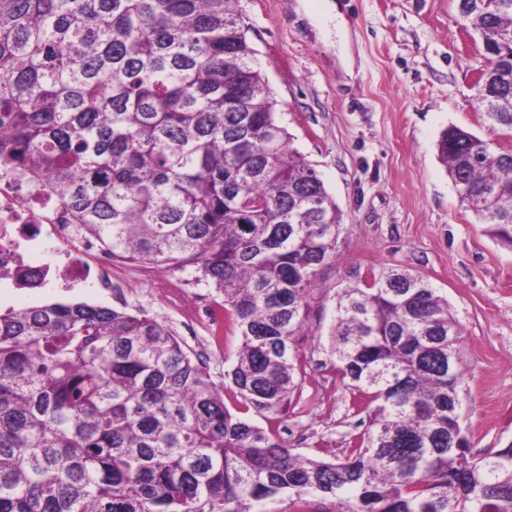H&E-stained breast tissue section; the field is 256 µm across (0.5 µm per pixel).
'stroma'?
<instances>
[{
	"label": "stroma",
	"instance_id": "35a3bbf8",
	"mask_svg": "<svg viewBox=\"0 0 512 512\" xmlns=\"http://www.w3.org/2000/svg\"><path fill=\"white\" fill-rule=\"evenodd\" d=\"M325 0H239L261 73L291 145L336 202L339 256L323 266L307 298L304 365L281 434L305 455L342 454L357 434L354 391L333 352L336 298L388 269H403L447 297L463 328L468 366L460 424L473 452L512 444V248L461 204L437 142L448 126L512 144L491 129L473 88L485 64L482 40L459 17L458 0H343L353 74L339 62ZM215 290L193 269L142 265L126 281L128 308L173 329L187 351L224 383L240 338L212 340L203 310ZM103 304L81 288L23 291L9 309L54 302Z\"/></svg>",
	"mask_w": 512,
	"mask_h": 512
}]
</instances>
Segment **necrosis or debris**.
<instances>
[{
	"mask_svg": "<svg viewBox=\"0 0 512 512\" xmlns=\"http://www.w3.org/2000/svg\"><path fill=\"white\" fill-rule=\"evenodd\" d=\"M44 256L33 264V256ZM118 259L82 233L70 210L33 175L0 163V293L117 287Z\"/></svg>",
	"mask_w": 512,
	"mask_h": 512,
	"instance_id": "1",
	"label": "necrosis or debris"
}]
</instances>
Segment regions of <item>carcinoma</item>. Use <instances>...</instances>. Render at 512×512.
<instances>
[{
	"mask_svg": "<svg viewBox=\"0 0 512 512\" xmlns=\"http://www.w3.org/2000/svg\"><path fill=\"white\" fill-rule=\"evenodd\" d=\"M236 4L0 0V161L112 255L195 268L241 336L232 410L142 311L0 313V512H278L284 493L338 512H512V446L478 456L459 422L462 326L408 272L337 296L333 350L364 431L331 459L280 442L307 291L342 227ZM459 16L495 51L484 118L512 133V0H463ZM437 147L461 202L512 246V147L456 126Z\"/></svg>",
	"mask_w": 512,
	"mask_h": 512,
	"instance_id": "obj_1",
	"label": "carcinoma"
}]
</instances>
